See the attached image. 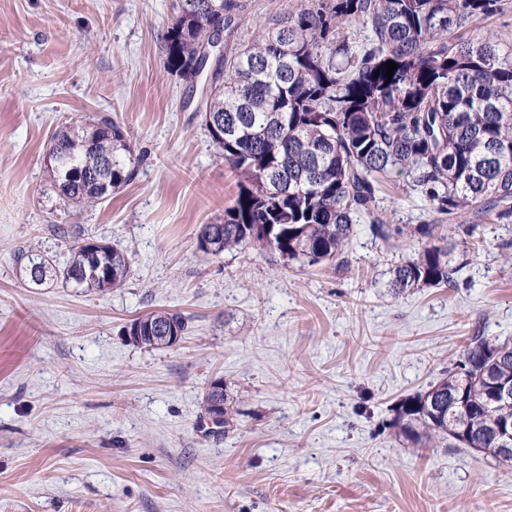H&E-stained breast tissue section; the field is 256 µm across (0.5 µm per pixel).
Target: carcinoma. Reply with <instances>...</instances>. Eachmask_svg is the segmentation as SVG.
<instances>
[{"mask_svg":"<svg viewBox=\"0 0 512 512\" xmlns=\"http://www.w3.org/2000/svg\"><path fill=\"white\" fill-rule=\"evenodd\" d=\"M500 10L501 0H307L224 55V79L205 101L203 122L208 132L224 125L216 146L243 181L224 223L201 227L198 250L218 256L252 246L313 265L341 258L357 224L390 240L403 228L383 216L379 182L396 171L448 220L472 214L463 227L471 238L486 218L511 224L512 50L502 52L490 35L465 37ZM240 20L238 0H187L167 30L168 71L187 82L193 65L209 69L205 49L223 33L231 37ZM351 22L366 32L359 42L342 34ZM388 61L397 65L390 79ZM48 156L60 195L79 210L130 182L139 163L109 118L62 125ZM258 224L271 225L273 235ZM413 234L422 250L390 270L391 286L451 284L441 225L419 224ZM22 259L42 280L57 272L87 292L102 291L89 273L93 260L111 289L128 273L124 252L93 239L75 242L60 270L32 249ZM132 325V342L151 348L165 346L159 331L187 330L186 318L170 311ZM511 376L512 344L474 336L454 369L400 402L392 426L416 447L497 448L495 426L512 422V400L495 398L493 384ZM462 390L460 409L454 396ZM217 401L227 424V390L206 391L205 413Z\"/></svg>","mask_w":512,"mask_h":512,"instance_id":"carcinoma-1","label":"carcinoma"}]
</instances>
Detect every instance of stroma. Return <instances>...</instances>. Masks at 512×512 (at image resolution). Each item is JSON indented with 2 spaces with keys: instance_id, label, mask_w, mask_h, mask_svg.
I'll use <instances>...</instances> for the list:
<instances>
[{
  "instance_id": "1",
  "label": "stroma",
  "mask_w": 512,
  "mask_h": 512,
  "mask_svg": "<svg viewBox=\"0 0 512 512\" xmlns=\"http://www.w3.org/2000/svg\"><path fill=\"white\" fill-rule=\"evenodd\" d=\"M256 25L302 0H241ZM183 0H0V512H512V465L469 448H415L391 422L475 335L512 342V223L449 232L450 286L397 294L416 237L359 224L344 265L285 264L252 247L204 258L240 172L224 162L164 36ZM121 127L140 162L105 201L67 206L47 166L65 123ZM392 224H444L403 175L382 185ZM123 251L121 287L26 281V247L63 268L75 238ZM172 310L174 346L128 324ZM233 406L211 431L204 393ZM131 324L137 328V331L135 328L132 329L135 337L131 341L151 348L168 347L165 346V340L157 337L163 336L158 334V331H175L182 336L188 327L186 318L181 313L170 311L151 312L135 319ZM180 336H164V339L173 346L179 341ZM213 383L215 384L214 386L216 387H220V386H224V381L222 379H215L213 381ZM212 387L211 385L209 386V388L207 389L206 393H205V396H204V408H205V413L206 415H208L210 412H211V408L212 406L214 405L215 401H219L220 403L224 404L223 406L221 404H216L214 406V409H215V412L212 413L210 415L211 418H214V419H220L222 416L220 415V411H221V408L223 407V410H224V426H226V424L229 423V418L230 416L232 415V411L228 405V402L229 401V396L227 394V390H226V387L224 386V389L221 388L219 389L218 392H214L211 390ZM228 405V406H227Z\"/></svg>"
}]
</instances>
